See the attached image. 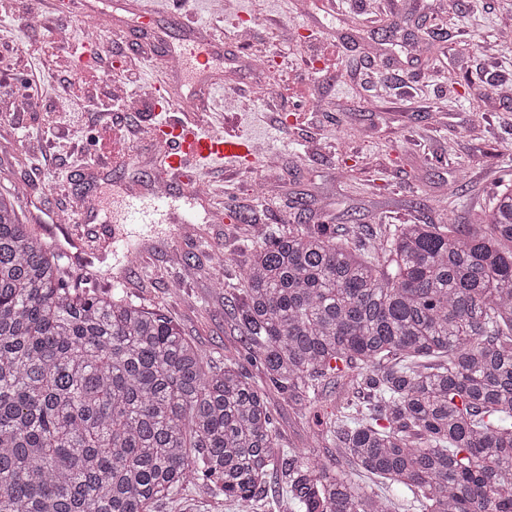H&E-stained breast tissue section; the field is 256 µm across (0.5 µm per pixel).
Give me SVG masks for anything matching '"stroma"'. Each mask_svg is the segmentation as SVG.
Masks as SVG:
<instances>
[{"mask_svg":"<svg viewBox=\"0 0 512 512\" xmlns=\"http://www.w3.org/2000/svg\"><path fill=\"white\" fill-rule=\"evenodd\" d=\"M223 27H216L210 0H188L187 11L200 30L224 32L228 63L216 81L224 92L205 101L210 132L231 129L252 136L264 163L249 181L229 183L225 170L211 167L200 176L198 198L174 187L162 222L128 224L117 209L127 194L149 196L153 156L151 135L129 145L124 164L78 167L68 153L45 157L40 140L46 132L90 143L97 115L74 109L68 101L71 73L34 49L49 40L43 25H31L42 0H10L0 13V188H28L21 202L44 229L45 239L72 270L96 272L100 290L116 291L133 302L161 311L202 351L208 361L235 358L244 371L262 380L250 362L251 341L224 299L241 287L242 269L255 243V225L268 233L289 225L332 224L346 238L383 234L395 224L473 223L493 192L512 181V97L501 94L502 72L512 70V0H464L465 12L437 0H404L398 13H377L374 0H231ZM82 17L59 14L57 28L66 45L79 49L86 37L84 18L97 15L112 29L110 61L98 88L101 101L112 96V83L136 65L139 82L126 88V99L141 101L139 111L112 112L119 124L147 127L153 111L143 89L155 83H191L171 72L165 52H179L184 31L164 18L144 23L125 12L124 0H84ZM282 25L273 41L268 18ZM396 25L395 44L385 43L381 24ZM249 27L250 42L233 34ZM427 38L444 55L428 60L413 47ZM336 42L338 67L321 51ZM494 45L500 71L483 63L486 45ZM269 47L263 67L243 70L234 61L247 48ZM448 73L444 82L436 72ZM38 81L40 108L15 104L23 77ZM317 78L321 96L302 103L265 108L282 82ZM236 99L235 111L224 109ZM480 107H473V100ZM317 114L314 123L303 119ZM190 215L191 225L180 222ZM222 250L223 263L212 259ZM282 447H316L320 459L338 460L335 445H313L310 417L302 416L276 392L267 394ZM152 512H237L206 480L159 499Z\"/></svg>","mask_w":512,"mask_h":512,"instance_id":"obj_1","label":"stroma"}]
</instances>
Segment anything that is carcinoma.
I'll list each match as a JSON object with an SVG mask.
<instances>
[{"instance_id": "cac0c4a2", "label": "carcinoma", "mask_w": 512, "mask_h": 512, "mask_svg": "<svg viewBox=\"0 0 512 512\" xmlns=\"http://www.w3.org/2000/svg\"><path fill=\"white\" fill-rule=\"evenodd\" d=\"M0 193V512H150L206 479L255 512L276 470L294 512H512V183L474 224L255 229L227 302L257 384L213 367L165 315L73 279ZM336 375L367 414L336 411L315 449L280 447L266 392L302 409Z\"/></svg>"}]
</instances>
